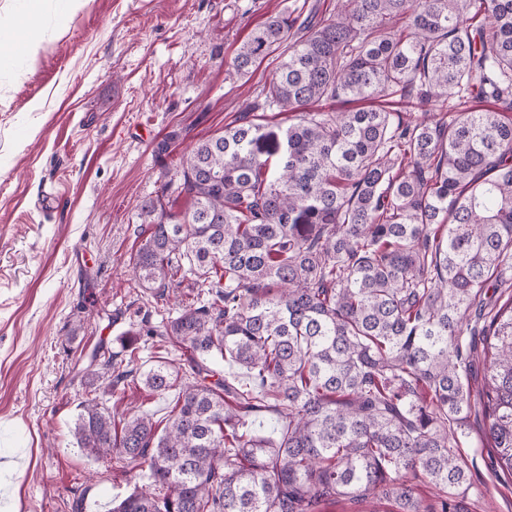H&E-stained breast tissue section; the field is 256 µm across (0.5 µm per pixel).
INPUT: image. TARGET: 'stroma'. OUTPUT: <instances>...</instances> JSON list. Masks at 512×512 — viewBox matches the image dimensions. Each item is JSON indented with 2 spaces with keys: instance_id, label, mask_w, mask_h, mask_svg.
Wrapping results in <instances>:
<instances>
[{
  "instance_id": "35a3bbf8",
  "label": "stroma",
  "mask_w": 512,
  "mask_h": 512,
  "mask_svg": "<svg viewBox=\"0 0 512 512\" xmlns=\"http://www.w3.org/2000/svg\"><path fill=\"white\" fill-rule=\"evenodd\" d=\"M338 0H0V38L30 27L36 55L0 45V512H107L135 485L94 462L71 428L89 390L80 349L120 336L152 310L130 258L140 208L199 140L223 130L278 65L229 79L252 28L287 13L333 19ZM167 143L159 151V143ZM53 192L48 210L38 201ZM166 194V193H163ZM174 209L187 202L166 194ZM115 417L169 415L177 390L97 383ZM482 416L460 449L482 496L470 512H512V475L490 467Z\"/></svg>"
}]
</instances>
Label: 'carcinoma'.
Masks as SVG:
<instances>
[{"label":"carcinoma","mask_w":512,"mask_h":512,"mask_svg":"<svg viewBox=\"0 0 512 512\" xmlns=\"http://www.w3.org/2000/svg\"><path fill=\"white\" fill-rule=\"evenodd\" d=\"M279 48L263 101L175 165L189 206L160 194L141 207L136 277L158 300L189 277L195 300L129 331L120 360L102 341L80 354L87 384H117L146 345L158 360L141 380L159 395L179 387L176 410L162 428L143 411L117 422L92 397L72 435L88 458L146 480L110 512H319L368 495L427 512L421 482L440 512H460L482 495L457 453L478 340L479 401L512 472V299L467 323L512 280V0H341L331 20L271 16L228 76ZM413 94L435 112L454 97L491 107L410 120ZM393 97L395 110H312ZM274 108L290 113L278 133L262 115ZM171 346L187 353L182 373L159 356ZM262 409L281 418L278 436L247 427Z\"/></svg>","instance_id":"obj_1"}]
</instances>
